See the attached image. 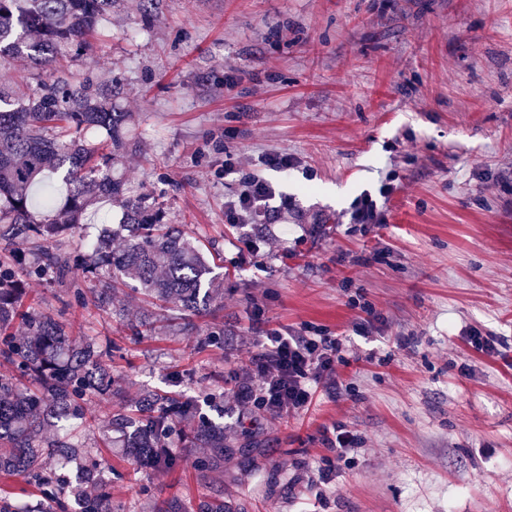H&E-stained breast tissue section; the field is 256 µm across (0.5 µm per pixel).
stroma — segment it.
I'll use <instances>...</instances> for the list:
<instances>
[{"mask_svg": "<svg viewBox=\"0 0 512 512\" xmlns=\"http://www.w3.org/2000/svg\"><path fill=\"white\" fill-rule=\"evenodd\" d=\"M70 69L121 80L136 149L119 175L223 273L222 301L186 332L142 338L28 284L69 337L112 344L123 397L91 398L96 421L157 391L224 427L205 474L195 448L163 472L103 449L114 512L172 497L205 512L215 482L227 512H512V0H161L148 26L141 0H116ZM229 151L291 200L253 254L252 225L224 213L242 190ZM270 153L295 164L264 169ZM383 183L387 222L369 232L351 204ZM367 304L378 318L359 336ZM309 327L347 341L351 392L274 424L209 403L263 330ZM474 329L500 356L468 344ZM337 423L363 439L351 459L321 443Z\"/></svg>", "mask_w": 512, "mask_h": 512, "instance_id": "stroma-1", "label": "stroma"}]
</instances>
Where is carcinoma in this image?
Returning a JSON list of instances; mask_svg holds the SVG:
<instances>
[{
    "label": "carcinoma",
    "instance_id": "obj_1",
    "mask_svg": "<svg viewBox=\"0 0 512 512\" xmlns=\"http://www.w3.org/2000/svg\"><path fill=\"white\" fill-rule=\"evenodd\" d=\"M115 0H0V58L22 59L40 70L36 93L19 102L0 87V360L12 374L0 376V479L35 484L39 503L23 506L0 498V512H68L66 492L50 458L70 454L101 464L76 439L95 425L87 418L93 396H120L104 364L110 349L95 338L71 342L62 323L22 309L30 279L66 285L74 277L94 283V302L111 307L123 322L125 309L112 306L119 289L149 305L162 301L181 311L221 297L220 274L190 237L169 223L146 193L132 194L114 176L130 146L127 113L112 109L118 85L97 86L68 72L66 58L79 54L84 38L98 28ZM112 196L124 209L118 230L83 237L66 252L54 245L61 231L82 228L97 196ZM126 233L125 245L112 248ZM132 429L127 460L166 471L175 463V444L224 451V428L198 415L197 400L151 393L139 409L100 426L112 442V427ZM75 495L83 512H112V485L90 475Z\"/></svg>",
    "mask_w": 512,
    "mask_h": 512
}]
</instances>
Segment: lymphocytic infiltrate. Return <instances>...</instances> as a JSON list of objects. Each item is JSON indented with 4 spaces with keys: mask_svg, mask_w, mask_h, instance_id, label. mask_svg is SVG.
Returning a JSON list of instances; mask_svg holds the SVG:
<instances>
[{
    "mask_svg": "<svg viewBox=\"0 0 512 512\" xmlns=\"http://www.w3.org/2000/svg\"><path fill=\"white\" fill-rule=\"evenodd\" d=\"M240 181V194L224 204L231 223L268 224L279 216L276 191L268 180L251 172ZM343 350L341 339L320 330L311 335L268 331L236 382L233 398L239 407L277 418L307 411L317 391L341 395Z\"/></svg>",
    "mask_w": 512,
    "mask_h": 512,
    "instance_id": "f902f5d3",
    "label": "lymphocytic infiltrate"
}]
</instances>
